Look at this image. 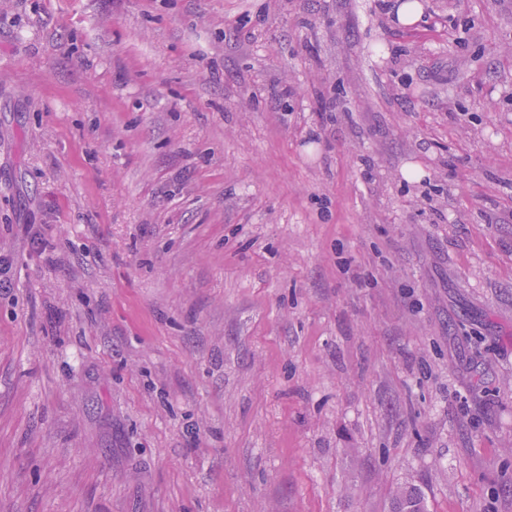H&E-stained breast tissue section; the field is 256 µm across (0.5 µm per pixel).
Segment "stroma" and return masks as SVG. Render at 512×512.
Returning a JSON list of instances; mask_svg holds the SVG:
<instances>
[{"instance_id":"35a3bbf8","label":"stroma","mask_w":512,"mask_h":512,"mask_svg":"<svg viewBox=\"0 0 512 512\" xmlns=\"http://www.w3.org/2000/svg\"><path fill=\"white\" fill-rule=\"evenodd\" d=\"M0 0V512H512V0ZM391 512H427L426 499L416 485H407L393 492Z\"/></svg>"}]
</instances>
